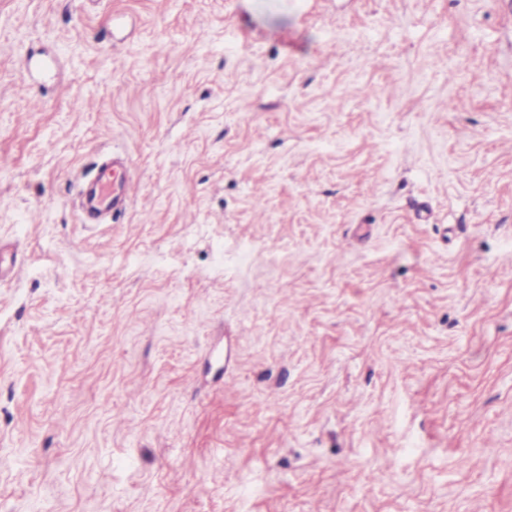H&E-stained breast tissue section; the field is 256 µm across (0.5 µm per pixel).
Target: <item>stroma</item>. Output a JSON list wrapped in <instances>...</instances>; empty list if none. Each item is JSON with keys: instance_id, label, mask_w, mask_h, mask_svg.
Listing matches in <instances>:
<instances>
[{"instance_id": "1", "label": "stroma", "mask_w": 512, "mask_h": 512, "mask_svg": "<svg viewBox=\"0 0 512 512\" xmlns=\"http://www.w3.org/2000/svg\"><path fill=\"white\" fill-rule=\"evenodd\" d=\"M0 156V512H512V0H0ZM92 171L95 177L86 192L87 209L101 213L112 208V214L117 216L130 200L132 180L127 178L125 162L116 159L110 167L98 161Z\"/></svg>"}]
</instances>
